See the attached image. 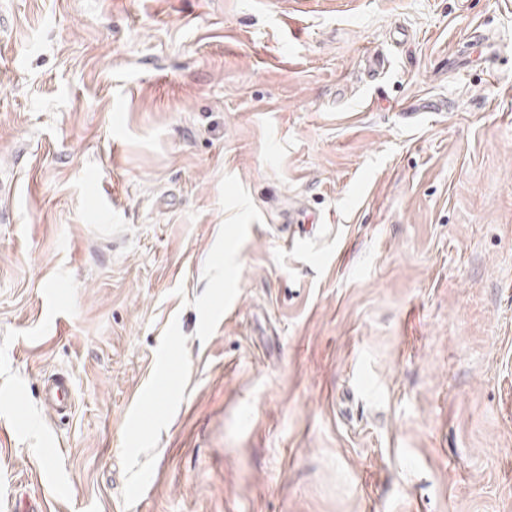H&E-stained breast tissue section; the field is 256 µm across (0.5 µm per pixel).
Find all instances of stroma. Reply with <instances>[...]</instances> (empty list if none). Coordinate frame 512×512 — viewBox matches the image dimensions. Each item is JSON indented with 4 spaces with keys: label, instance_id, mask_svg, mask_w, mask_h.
<instances>
[{
    "label": "stroma",
    "instance_id": "stroma-1",
    "mask_svg": "<svg viewBox=\"0 0 512 512\" xmlns=\"http://www.w3.org/2000/svg\"><path fill=\"white\" fill-rule=\"evenodd\" d=\"M36 506L512 512V0H0ZM45 402L56 414L66 413L71 408L73 381L69 373H55L44 384Z\"/></svg>",
    "mask_w": 512,
    "mask_h": 512
}]
</instances>
